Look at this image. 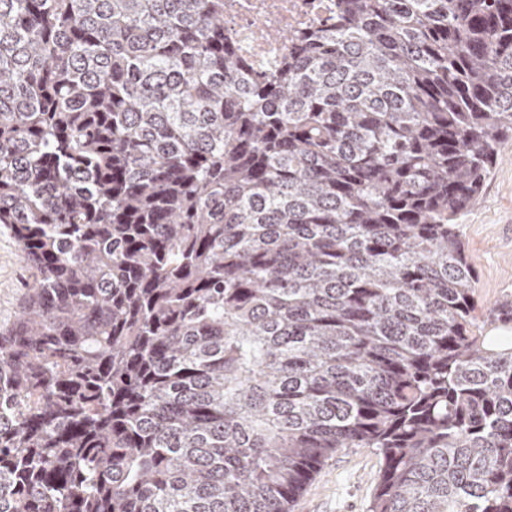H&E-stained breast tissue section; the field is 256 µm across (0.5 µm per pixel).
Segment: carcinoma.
I'll use <instances>...</instances> for the list:
<instances>
[{"label": "carcinoma", "instance_id": "obj_1", "mask_svg": "<svg viewBox=\"0 0 512 512\" xmlns=\"http://www.w3.org/2000/svg\"><path fill=\"white\" fill-rule=\"evenodd\" d=\"M512 136V0H340L243 76L224 0H0V512H512V295L460 220ZM33 283L34 272L24 262L17 240L0 225V326L16 319ZM380 468L375 449H343L324 463L290 512H370Z\"/></svg>", "mask_w": 512, "mask_h": 512}]
</instances>
